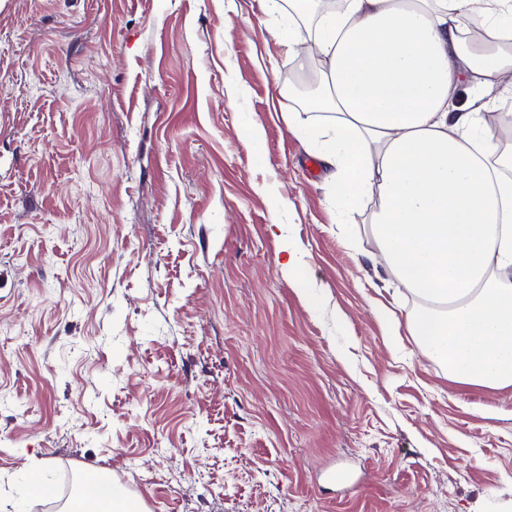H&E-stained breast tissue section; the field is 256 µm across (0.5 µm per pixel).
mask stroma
<instances>
[{
	"label": "stroma",
	"mask_w": 512,
	"mask_h": 512,
	"mask_svg": "<svg viewBox=\"0 0 512 512\" xmlns=\"http://www.w3.org/2000/svg\"><path fill=\"white\" fill-rule=\"evenodd\" d=\"M277 27L257 0H0V497L22 512L95 468L148 512H512V388L449 380L377 315L417 303L376 276L377 198L343 213L291 132L316 113L281 90L319 64Z\"/></svg>",
	"instance_id": "35a3bbf8"
}]
</instances>
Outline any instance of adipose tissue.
Returning <instances> with one entry per match:
<instances>
[{
  "label": "adipose tissue",
  "instance_id": "obj_1",
  "mask_svg": "<svg viewBox=\"0 0 512 512\" xmlns=\"http://www.w3.org/2000/svg\"><path fill=\"white\" fill-rule=\"evenodd\" d=\"M309 2L329 114L313 148L340 208L377 197L376 263L420 300L424 354L456 383L512 387V142L491 132L512 107V0Z\"/></svg>",
  "mask_w": 512,
  "mask_h": 512
}]
</instances>
